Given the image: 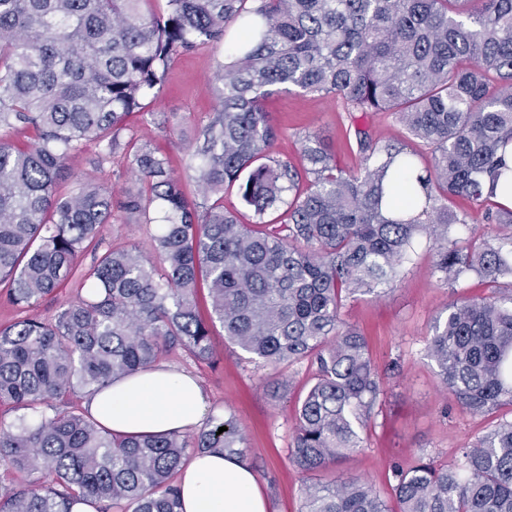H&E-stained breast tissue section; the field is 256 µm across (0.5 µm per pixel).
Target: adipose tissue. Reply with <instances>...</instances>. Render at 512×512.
<instances>
[{
	"mask_svg": "<svg viewBox=\"0 0 512 512\" xmlns=\"http://www.w3.org/2000/svg\"><path fill=\"white\" fill-rule=\"evenodd\" d=\"M209 401L197 377L154 365L88 396L85 408L106 429L129 435L186 432L202 426ZM182 512H266L250 467L233 456L197 454L178 481Z\"/></svg>",
	"mask_w": 512,
	"mask_h": 512,
	"instance_id": "obj_1",
	"label": "adipose tissue"
}]
</instances>
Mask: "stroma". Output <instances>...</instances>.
Returning a JSON list of instances; mask_svg holds the SVG:
<instances>
[{
  "instance_id": "obj_1",
  "label": "stroma",
  "mask_w": 512,
  "mask_h": 512,
  "mask_svg": "<svg viewBox=\"0 0 512 512\" xmlns=\"http://www.w3.org/2000/svg\"><path fill=\"white\" fill-rule=\"evenodd\" d=\"M223 56L220 46L177 53L148 115L135 114L127 121V137L159 149L191 193L196 190L191 160L196 150L195 137L214 113L213 75ZM267 110L279 132L274 145L277 155L300 161V140L312 132L333 145L344 166L357 165L358 157L346 141V114L339 100L279 93L268 100ZM97 152L91 144L68 156L63 190H71L76 177L85 174L94 175L97 183L110 189L134 186L135 176L125 152L113 154L100 169L94 166ZM156 232V225L138 224L123 212H114L110 224L102 230L99 250L84 251L79 266L89 268L99 251L117 245L148 248ZM76 294L73 283H64L55 294L28 311L11 305L6 299V286L0 283V327L31 315L54 320L60 306L74 300ZM491 294V286L475 277L462 279L451 287L439 286L432 273V254L422 247L407 264L403 278L388 286L384 294L366 295L346 303L342 317L366 336L384 393L362 432V448L319 473L318 481L330 483L358 477L391 505L395 502V466H407L420 459L457 466L463 449L472 447L493 422L512 420L509 405L486 416L460 408L442 389L434 366L425 355L433 320L445 313L450 302ZM212 352L211 360L200 361L175 349L162 361L193 373L209 398L211 414L234 417L240 425L246 436L245 463L258 479L268 503L267 512H299L307 477L290 463L288 446L296 394L311 384L313 367L305 363L293 366V392L274 399L265 390L274 370L242 359L240 350L225 339L222 328L213 330Z\"/></svg>"
}]
</instances>
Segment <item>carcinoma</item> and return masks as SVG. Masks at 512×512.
<instances>
[{"instance_id":"obj_1","label":"carcinoma","mask_w":512,"mask_h":512,"mask_svg":"<svg viewBox=\"0 0 512 512\" xmlns=\"http://www.w3.org/2000/svg\"><path fill=\"white\" fill-rule=\"evenodd\" d=\"M148 2L0 0V129L32 134L27 150L0 135V283L19 308L70 277L78 288L54 320L0 329V404L37 415L0 422V466L37 475L26 488L0 484V512H72L79 501L181 512L173 478L189 452L244 457L230 416L192 434L123 436L70 406L173 349L212 359L216 323L248 361L276 370L274 397L293 385L283 369L316 366L295 403L297 469L355 452L382 389L367 339L341 310L380 296L422 235L442 285L474 275L498 289L435 320L427 357L442 387L472 414L512 405V207L496 193H512V0H165L161 14ZM235 23L242 36L215 74L193 200L165 157L124 140L126 119L158 94L175 53L224 42ZM278 92L339 99L359 167H342L315 133L303 137L302 168L275 155L265 103ZM357 112L390 113L431 166L359 127ZM88 142L99 167L126 151L137 186L116 195L85 179L61 192L67 155ZM229 191L246 212L224 209ZM457 197L479 217L452 209ZM116 210L157 224L153 256L115 247L77 272ZM480 224L507 232L486 239ZM395 477L397 512H512V420L458 467L421 462ZM303 509L391 512L354 477L306 484Z\"/></svg>"}]
</instances>
